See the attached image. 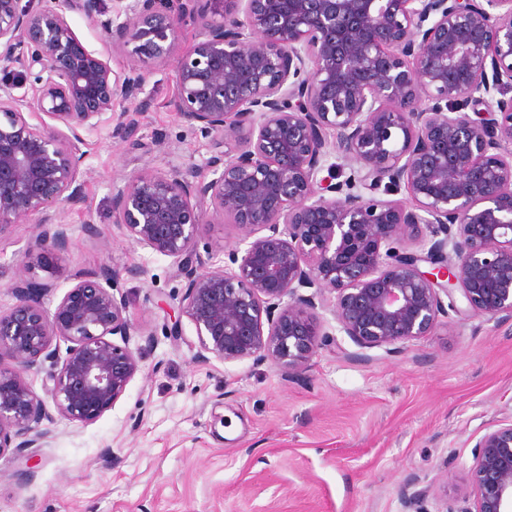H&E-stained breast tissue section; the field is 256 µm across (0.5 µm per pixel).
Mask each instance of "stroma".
Masks as SVG:
<instances>
[{
	"mask_svg": "<svg viewBox=\"0 0 512 512\" xmlns=\"http://www.w3.org/2000/svg\"><path fill=\"white\" fill-rule=\"evenodd\" d=\"M176 92L172 69L154 72L133 137L108 123L84 133L85 201L63 214L64 260L25 259L31 225L0 233L1 311L14 302L6 284H51V311L77 271L109 266L142 368L96 422L60 419L44 447L0 454V512H404L414 476L433 484L426 512H465L475 443L512 421V320L452 313L403 350L361 360L324 311L322 344L297 374L200 362L192 324L177 339L166 331L183 279L112 212L113 185L143 166L206 175L212 148L187 131Z\"/></svg>",
	"mask_w": 512,
	"mask_h": 512,
	"instance_id": "35a3bbf8",
	"label": "stroma"
}]
</instances>
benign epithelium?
Instances as JSON below:
<instances>
[{
    "instance_id": "1",
    "label": "benign epithelium",
    "mask_w": 512,
    "mask_h": 512,
    "mask_svg": "<svg viewBox=\"0 0 512 512\" xmlns=\"http://www.w3.org/2000/svg\"><path fill=\"white\" fill-rule=\"evenodd\" d=\"M115 2L0 0V232L33 224L26 257L67 255L82 132L112 121L133 136L116 107L143 108L150 72L171 67L177 110L218 149L211 178L143 168L113 187L112 208L128 241L183 278L169 334L187 318L200 361L294 374L322 344L321 310L361 359L432 334L456 292L473 315L512 318V0ZM71 13L102 29L104 50L86 48ZM212 218L242 232L220 263L196 252ZM7 288L0 454L44 443L57 417L97 421L141 371L117 271L80 273L51 313L52 285ZM42 371L40 395L25 373ZM471 484L468 512H512V423L476 442ZM430 491L408 479L405 512H425Z\"/></svg>"
}]
</instances>
